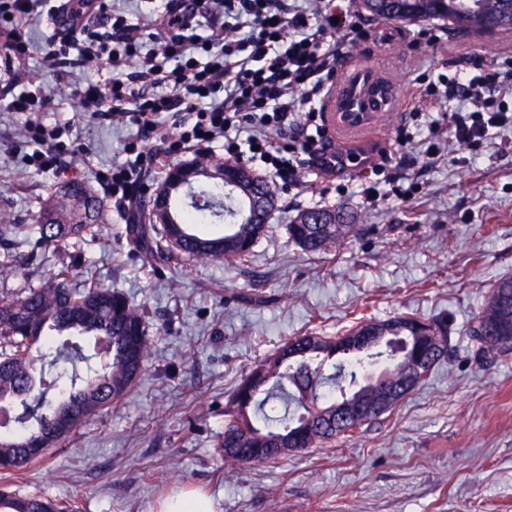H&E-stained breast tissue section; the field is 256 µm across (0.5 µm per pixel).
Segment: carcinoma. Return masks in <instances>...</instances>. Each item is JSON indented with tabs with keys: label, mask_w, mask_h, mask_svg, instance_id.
Masks as SVG:
<instances>
[{
	"label": "carcinoma",
	"mask_w": 512,
	"mask_h": 512,
	"mask_svg": "<svg viewBox=\"0 0 512 512\" xmlns=\"http://www.w3.org/2000/svg\"><path fill=\"white\" fill-rule=\"evenodd\" d=\"M360 7L376 19L399 22L445 20L444 0H361ZM182 191H172L174 223L162 224L147 208L141 222L128 224L125 236L133 253L148 264L169 262L174 256L201 261L243 263L268 233V215L244 221L246 205L226 203L232 191L214 182L191 193V201L178 205ZM103 205L83 183L70 181L40 200L35 224H15L9 216L0 224V240L10 251L0 259V273L13 268L12 250L24 246L35 252L55 250L79 239L93 224L103 220ZM210 224L224 225L213 231ZM290 238L302 250L330 252L359 229L344 208H336V223L306 224L304 214L288 225ZM422 318L398 315L384 320L363 319L337 336H297L251 369L234 391L232 410L225 414L224 460L239 465L250 458L229 449L261 448L258 462L279 458L278 439L301 436L293 443L312 448L340 436L351 437L368 421L350 416L336 425L335 404L342 394L365 407L378 403L381 394L395 391L407 378L410 359L398 346L372 343L358 353L347 341L362 330L376 326L387 336H414ZM440 337L439 349L427 353L423 379L447 358L448 321L426 320ZM76 333L98 336L97 365L77 384V363L89 360L81 346L68 343L49 361L52 372L37 364L38 349L55 335ZM469 336L482 355L512 351V275L501 276L492 287L484 307L473 319ZM151 348L148 324L139 306L124 293L97 284L78 285L72 270L64 267L40 285L0 299V429L9 424L16 430L0 437V470L17 471L36 459L25 446L24 434L33 432L53 448L91 415L77 412L68 421L67 432L57 429V416L47 398L50 390L66 387L82 404L90 402L103 411L131 392L140 377ZM283 398L296 405L282 415L267 408ZM0 512H72L71 506L39 494L19 496L0 490Z\"/></svg>",
	"instance_id": "1"
}]
</instances>
